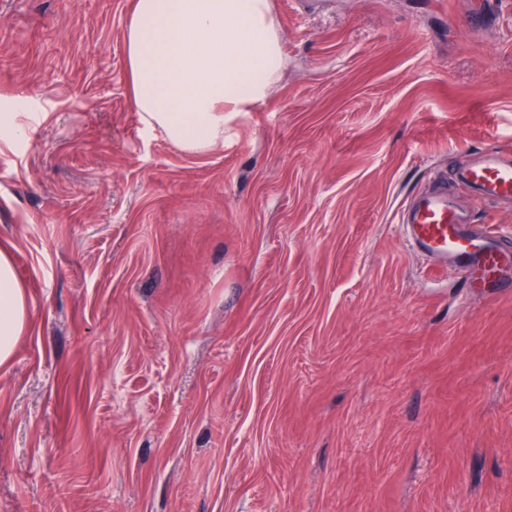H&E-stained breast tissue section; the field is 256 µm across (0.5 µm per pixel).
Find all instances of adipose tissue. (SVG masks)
<instances>
[{
    "label": "adipose tissue",
    "mask_w": 512,
    "mask_h": 512,
    "mask_svg": "<svg viewBox=\"0 0 512 512\" xmlns=\"http://www.w3.org/2000/svg\"><path fill=\"white\" fill-rule=\"evenodd\" d=\"M123 50L144 122L196 155L223 144L231 114L262 102L286 64L269 0H135ZM27 321L24 291L0 252V365Z\"/></svg>",
    "instance_id": "1"
}]
</instances>
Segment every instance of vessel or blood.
<instances>
[{
	"label": "vessel or blood",
	"mask_w": 512,
	"mask_h": 512,
	"mask_svg": "<svg viewBox=\"0 0 512 512\" xmlns=\"http://www.w3.org/2000/svg\"><path fill=\"white\" fill-rule=\"evenodd\" d=\"M488 201L512 203V153L489 147L456 161L452 177H438L410 199L400 232L415 253L465 280L487 297L512 293V242L475 223L449 179Z\"/></svg>",
	"instance_id": "vessel-or-blood-1"
}]
</instances>
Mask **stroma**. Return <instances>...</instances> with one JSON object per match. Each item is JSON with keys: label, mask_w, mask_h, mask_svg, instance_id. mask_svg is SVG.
<instances>
[{"label": "stroma", "mask_w": 512, "mask_h": 512, "mask_svg": "<svg viewBox=\"0 0 512 512\" xmlns=\"http://www.w3.org/2000/svg\"><path fill=\"white\" fill-rule=\"evenodd\" d=\"M477 3L271 0L279 82L191 155L133 105L134 0H0V512H512V295L397 227L512 151V0ZM23 288L16 282L10 261L0 252V365L13 356L17 339L27 326Z\"/></svg>", "instance_id": "obj_1"}]
</instances>
